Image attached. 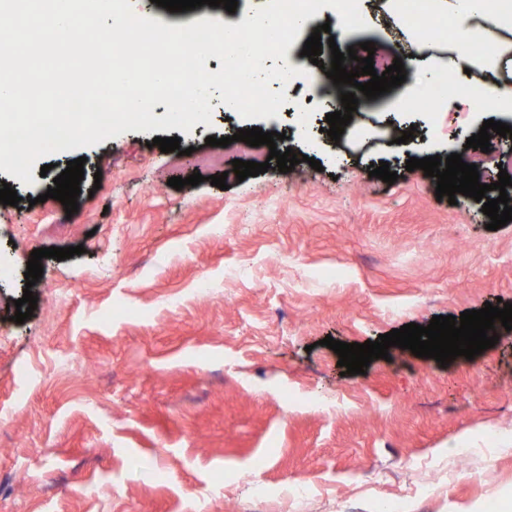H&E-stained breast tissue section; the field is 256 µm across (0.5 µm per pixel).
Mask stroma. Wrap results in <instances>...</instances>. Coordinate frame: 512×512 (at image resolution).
Segmentation results:
<instances>
[{
	"label": "stroma",
	"mask_w": 512,
	"mask_h": 512,
	"mask_svg": "<svg viewBox=\"0 0 512 512\" xmlns=\"http://www.w3.org/2000/svg\"><path fill=\"white\" fill-rule=\"evenodd\" d=\"M286 97L268 119L217 100L187 134L50 155L85 160L72 214L46 198L52 176L0 172L20 198L0 204V512H418L412 489L427 512H501L512 498V330L444 367L392 346L356 375L321 344L512 303V222L488 230L481 203L437 200L436 178L406 169L464 153L501 114L453 100L433 124L361 113L362 134L334 141L306 89ZM255 126L302 163L237 180V152L206 139ZM393 126L413 129L407 145ZM382 161L394 183L370 176ZM77 245L27 285L33 250ZM27 286L37 307L19 324Z\"/></svg>",
	"instance_id": "1"
}]
</instances>
